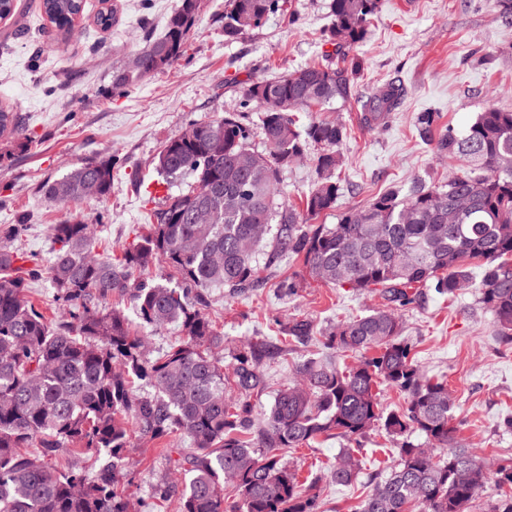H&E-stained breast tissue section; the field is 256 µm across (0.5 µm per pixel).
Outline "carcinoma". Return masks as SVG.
<instances>
[{
	"label": "carcinoma",
	"instance_id": "carcinoma-1",
	"mask_svg": "<svg viewBox=\"0 0 512 512\" xmlns=\"http://www.w3.org/2000/svg\"><path fill=\"white\" fill-rule=\"evenodd\" d=\"M379 0H329L332 22L325 34L338 58L359 44ZM56 30L68 33L84 15L85 0H42ZM198 0H181L162 35L138 52L142 68L112 71V91L125 92L168 69L185 52ZM281 10L280 0H230L224 42L259 26ZM354 70L305 65L274 80L250 82L237 111L193 122L194 136L166 140L156 157L157 185L168 190L191 179L187 192L169 197L147 232L120 256L103 257L101 241L83 220L70 216L50 226L55 249L47 270L23 256L15 243L22 224L0 225V512H127L122 466L132 435L152 440L182 434L194 445L183 458L178 512H320L319 493L304 486L285 453L336 435L359 444L370 430L400 439L399 463L375 481L355 512H466L490 480L498 498L488 512H512V466L489 471L465 448L454 446L455 400L444 382L425 377L402 322L387 309L336 324L322 344L360 355L344 369L321 358L299 363V382L284 386L256 421L248 401L263 389L258 367L265 343L236 350L231 369L213 348L224 342L207 307L209 289L250 288L258 281L257 253L271 225L279 228L268 260L303 258L322 283L355 290L383 288L399 307L414 303L412 289L432 283L452 294L482 262V303L500 334L512 340V111L493 105L461 137L444 133L437 150L460 157L465 168L441 186L417 182L406 193L376 196L338 223L309 220L332 209L340 191L346 127L336 122L300 123V113L351 92ZM383 83L364 104L363 122L379 125L403 96ZM261 113L265 151L250 146L243 114ZM316 179L295 207L279 199L282 169L311 150ZM112 191V160H91L42 185L54 203L68 207ZM237 191L241 200L227 201ZM46 274L68 318L49 319L28 297L30 282ZM118 295L153 330L175 323L182 339L152 357ZM154 393L138 395L135 381ZM407 396L402 410L384 405L380 386ZM426 436L425 448L408 440ZM41 455L28 451L32 444ZM435 448L448 452L433 460ZM91 451L106 462L87 468L74 461L58 468L60 452ZM359 449L345 448L331 479L357 477ZM237 501L224 506V483Z\"/></svg>",
	"mask_w": 512,
	"mask_h": 512
}]
</instances>
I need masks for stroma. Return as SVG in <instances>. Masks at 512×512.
Segmentation results:
<instances>
[{
	"label": "stroma",
	"instance_id": "35a3bbf8",
	"mask_svg": "<svg viewBox=\"0 0 512 512\" xmlns=\"http://www.w3.org/2000/svg\"><path fill=\"white\" fill-rule=\"evenodd\" d=\"M287 2V14L269 16L228 43L225 0H200L184 55L116 95L113 68L126 65L147 39L163 33L180 0H115L118 21L106 32L94 22L100 0H87L84 16L64 36L41 12L39 0H19L20 18L0 19V106L16 113L26 147L15 149L0 137L5 156L0 225L26 224L18 242L23 252L48 265V227L67 212L43 196L41 185L87 160H116L111 194L76 207L116 252L134 228L149 223L152 211L164 208L167 194L187 191L188 183L182 182L147 194L157 182L156 156L168 138L189 122L234 111L249 82L324 61L332 53L322 39L329 23L327 0ZM347 59L358 66L351 95L314 114L348 132L341 190L335 207L320 216L323 224L338 223L390 190L446 181L461 163L438 152L439 137L450 129L464 133L488 106L512 111V17H503L495 0H380L365 38ZM391 79L406 93L387 127L368 128L362 106L376 86ZM428 109L439 119L425 132L416 118ZM303 271L301 260L283 258L264 268L255 287L215 288L208 295V312L224 338L218 349L224 359L255 336L276 352L260 366L266 388L252 399L259 411L290 381L295 362L327 353L319 342L283 338V327L305 319L319 330L388 304L382 291L325 285ZM470 271L472 286L454 295L418 289L415 303L400 311L403 337L423 372L445 379L454 393L456 445L491 466L512 465V429L504 425L512 416V341L499 336L480 300V266ZM294 272L303 275L302 288L293 296L280 294L279 282ZM184 446L176 436L153 441L132 436L122 483L133 504L149 503L148 512H177L176 502L156 506L149 499L158 481H180ZM346 446V440L329 436L289 455L302 477L318 480L321 512H353L375 474L398 460L391 437L369 432L361 441L364 469L353 484L338 485L329 470Z\"/></svg>",
	"mask_w": 512,
	"mask_h": 512
}]
</instances>
